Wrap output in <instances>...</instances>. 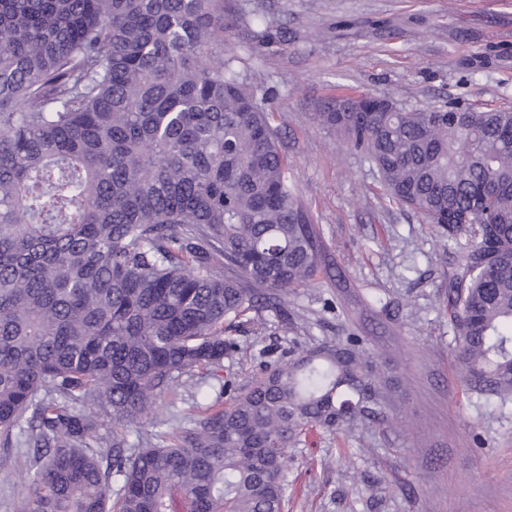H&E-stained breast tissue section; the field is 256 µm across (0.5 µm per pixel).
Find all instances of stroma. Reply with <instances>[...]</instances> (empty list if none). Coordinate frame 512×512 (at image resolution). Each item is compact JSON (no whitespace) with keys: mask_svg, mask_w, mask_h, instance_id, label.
Segmentation results:
<instances>
[{"mask_svg":"<svg viewBox=\"0 0 512 512\" xmlns=\"http://www.w3.org/2000/svg\"><path fill=\"white\" fill-rule=\"evenodd\" d=\"M224 49L270 88L289 175L341 272L292 294L305 323L233 328L224 372L242 387L287 343L353 334L390 391L386 421L314 433L289 454L285 512H512V405L477 403L456 374L444 309L455 248L383 196L376 169L317 118L325 98L361 92L409 109L451 96L512 106V0H224ZM28 467L0 446V512L27 495Z\"/></svg>","mask_w":512,"mask_h":512,"instance_id":"35a3bbf8","label":"stroma"}]
</instances>
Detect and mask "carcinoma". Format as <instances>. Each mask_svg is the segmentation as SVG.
Returning a JSON list of instances; mask_svg holds the SVG:
<instances>
[{
  "instance_id": "1",
  "label": "carcinoma",
  "mask_w": 512,
  "mask_h": 512,
  "mask_svg": "<svg viewBox=\"0 0 512 512\" xmlns=\"http://www.w3.org/2000/svg\"><path fill=\"white\" fill-rule=\"evenodd\" d=\"M222 28L224 0H0V433L31 489L17 512H284L290 450L385 417L357 336L244 388L221 375L226 322L288 325V295L331 266L269 93L224 56ZM318 116L457 244L458 377L506 408L512 108L363 94ZM200 373L216 401L148 432L158 396L196 395Z\"/></svg>"
}]
</instances>
